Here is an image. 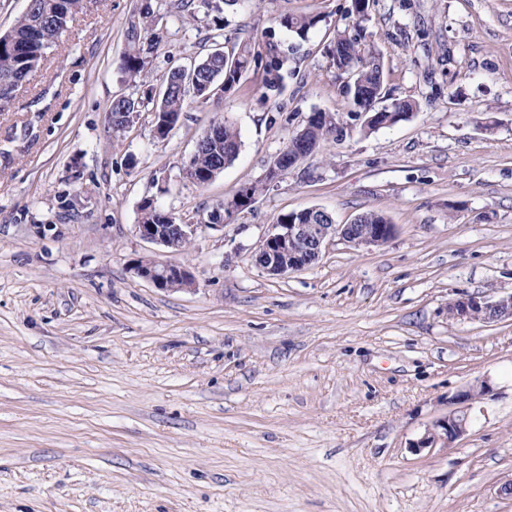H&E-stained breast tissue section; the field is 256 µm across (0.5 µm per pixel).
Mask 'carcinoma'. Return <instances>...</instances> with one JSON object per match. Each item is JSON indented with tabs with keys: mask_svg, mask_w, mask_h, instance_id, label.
<instances>
[{
	"mask_svg": "<svg viewBox=\"0 0 512 512\" xmlns=\"http://www.w3.org/2000/svg\"><path fill=\"white\" fill-rule=\"evenodd\" d=\"M210 6L209 0H177L175 8L184 21L193 20L200 5ZM82 8V0H27L23 14L10 29L13 42L0 40V83L17 75H29L38 68L47 49L52 47L74 15ZM153 0H141V6L131 20L127 30V49L119 60V69L131 82L144 87L142 97L112 99L108 113L112 114V132L116 135L126 131L131 122V113L140 111L143 101L154 103L152 124L158 137L164 138L177 125L189 106L188 97L210 98L215 89L226 93L239 83L250 66L263 71L264 83L270 89L279 86L282 70L288 57L269 46L262 50L249 36L240 38L231 51L216 48L200 62L184 71L175 68L163 78L160 87L152 84L148 70V54L156 48L158 37L153 33ZM317 24L310 15L288 16L282 25L303 40ZM329 57L339 70L353 74L350 86L352 99L372 117L366 131L393 125L406 119L418 108L410 100H396L379 110L374 104L386 97L384 74L380 63L361 46L358 38L346 32L334 36ZM214 134L194 150L190 168L193 184L208 185L224 168L237 158L241 139L238 129L225 121L211 124ZM343 132L336 117L321 113L320 118L311 119L289 140L286 149L292 158L304 151L305 145L320 146L325 141L339 142ZM142 224H169V213L152 201L140 207ZM279 224H331L330 214L316 212H290L277 219Z\"/></svg>",
	"mask_w": 512,
	"mask_h": 512,
	"instance_id": "cac0c4a2",
	"label": "carcinoma"
}]
</instances>
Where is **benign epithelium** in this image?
<instances>
[{
  "label": "benign epithelium",
  "instance_id": "obj_1",
  "mask_svg": "<svg viewBox=\"0 0 512 512\" xmlns=\"http://www.w3.org/2000/svg\"><path fill=\"white\" fill-rule=\"evenodd\" d=\"M199 224H137V235L151 243L173 251L182 250V245L192 241ZM394 234L391 224H379L376 228H361L357 224H274L264 239L268 241L267 252L254 258L255 264L271 275H285L309 266L317 261L328 241L339 236L356 247H378L381 237ZM135 274L163 290L178 287L190 291L195 287V278L185 267L161 261L135 264ZM486 314V319L501 321L512 319V293L489 301L479 296L466 295L448 301L451 318L457 321L475 320V311ZM492 390L490 381L478 380L459 390L454 396L461 410L437 420L432 427L413 444L417 449L446 448L454 444L468 430L466 410Z\"/></svg>",
  "mask_w": 512,
  "mask_h": 512
}]
</instances>
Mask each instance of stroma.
<instances>
[{
  "label": "stroma",
  "mask_w": 512,
  "mask_h": 512,
  "mask_svg": "<svg viewBox=\"0 0 512 512\" xmlns=\"http://www.w3.org/2000/svg\"><path fill=\"white\" fill-rule=\"evenodd\" d=\"M0 106V512H512V321H454L448 301L512 292V0H244L183 22L155 0L153 78L251 36L289 52L279 89L248 71L190 102L163 141L153 116L113 135L141 88L119 70L139 0H84ZM318 23L305 41L288 15ZM374 51L411 118L363 133L326 54ZM313 112L323 143L224 227L173 252L135 231L148 197L194 224L264 180ZM241 148L205 187L182 176L214 120ZM385 216L379 247L333 237L285 276L252 254L281 214ZM187 267L192 291L137 277ZM464 437L414 450L476 380Z\"/></svg>",
  "instance_id": "obj_1"
}]
</instances>
